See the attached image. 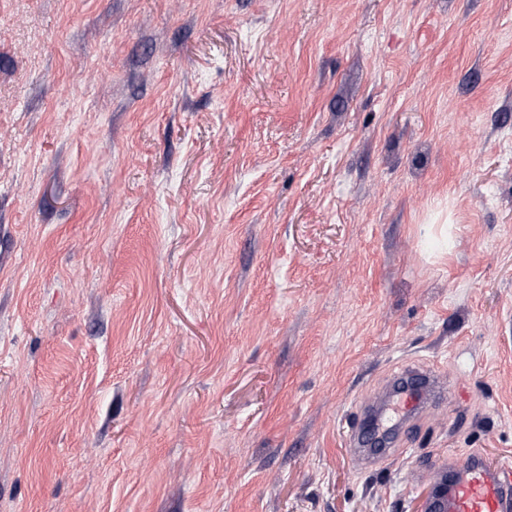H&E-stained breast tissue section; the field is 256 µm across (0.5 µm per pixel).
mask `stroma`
Returning a JSON list of instances; mask_svg holds the SVG:
<instances>
[{
  "label": "stroma",
  "instance_id": "35a3bbf8",
  "mask_svg": "<svg viewBox=\"0 0 512 512\" xmlns=\"http://www.w3.org/2000/svg\"><path fill=\"white\" fill-rule=\"evenodd\" d=\"M452 381L359 469L401 366ZM512 462V0H0V512H425ZM349 444L353 447V455L358 462L365 468H372L382 459H391V455L399 452L401 448H367L361 438V430L356 427L353 429ZM431 485L428 512L512 511V464L478 451L448 455Z\"/></svg>",
  "mask_w": 512,
  "mask_h": 512
}]
</instances>
